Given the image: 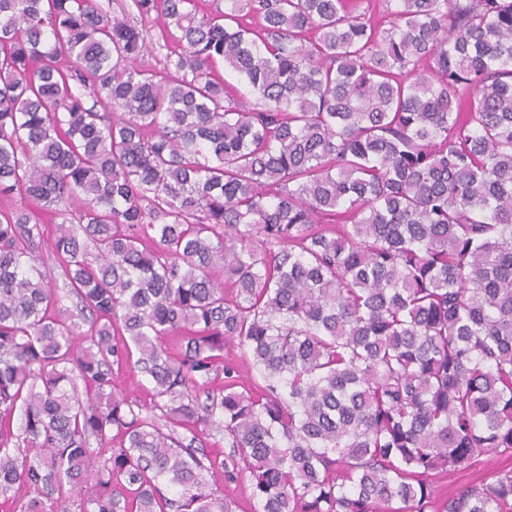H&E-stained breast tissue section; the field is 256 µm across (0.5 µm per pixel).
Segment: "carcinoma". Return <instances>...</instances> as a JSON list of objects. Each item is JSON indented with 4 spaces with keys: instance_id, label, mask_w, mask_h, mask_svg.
<instances>
[{
    "instance_id": "obj_1",
    "label": "carcinoma",
    "mask_w": 512,
    "mask_h": 512,
    "mask_svg": "<svg viewBox=\"0 0 512 512\" xmlns=\"http://www.w3.org/2000/svg\"><path fill=\"white\" fill-rule=\"evenodd\" d=\"M380 2L0 0L8 512H512V0ZM45 230V242L42 244V257L45 262V266L50 269L52 276L60 288L63 287V273L62 267L59 260L52 252L51 245L53 243L54 234H55V225L54 224H46ZM112 374L114 385L118 390L125 391L132 396L140 397L142 400L145 399L146 392L144 390V386L147 385V383L144 378L133 373L125 366H114ZM474 463L464 469L454 472L440 474L435 478L438 485L444 492L454 491L476 477H490L493 473L505 466H512V456H488L481 455L474 459ZM217 484L220 485L221 490L224 495L228 497H232L237 501V512H256L254 510H258L259 506L257 505L256 500L251 499L250 489L248 487V483L239 484L237 486L225 487L222 485L220 480H217Z\"/></svg>"
}]
</instances>
